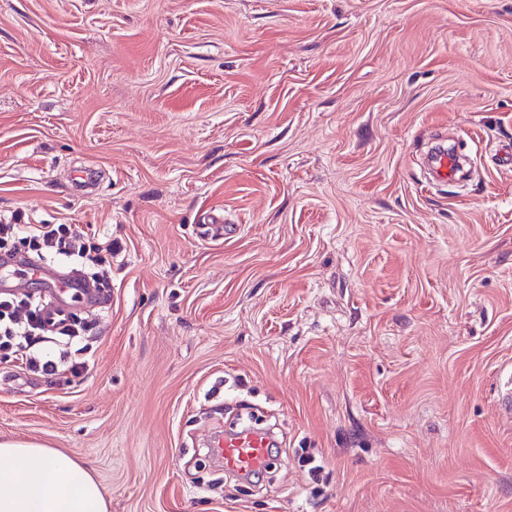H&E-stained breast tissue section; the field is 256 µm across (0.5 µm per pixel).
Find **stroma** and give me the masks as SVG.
Here are the masks:
<instances>
[{
    "label": "stroma",
    "instance_id": "35a3bbf8",
    "mask_svg": "<svg viewBox=\"0 0 512 512\" xmlns=\"http://www.w3.org/2000/svg\"><path fill=\"white\" fill-rule=\"evenodd\" d=\"M511 146L512 0H0V222L113 244L85 370L0 351V441L109 512H512ZM459 161L452 153L440 151L434 158L433 177L439 182H448L456 177ZM213 448L225 472L244 478L264 471L272 457L270 438L255 430L225 433Z\"/></svg>",
    "mask_w": 512,
    "mask_h": 512
}]
</instances>
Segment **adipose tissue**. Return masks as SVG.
<instances>
[{
	"label": "adipose tissue",
	"mask_w": 512,
	"mask_h": 512,
	"mask_svg": "<svg viewBox=\"0 0 512 512\" xmlns=\"http://www.w3.org/2000/svg\"><path fill=\"white\" fill-rule=\"evenodd\" d=\"M0 512H108L91 473L39 445L0 442Z\"/></svg>",
	"instance_id": "adipose-tissue-1"
}]
</instances>
